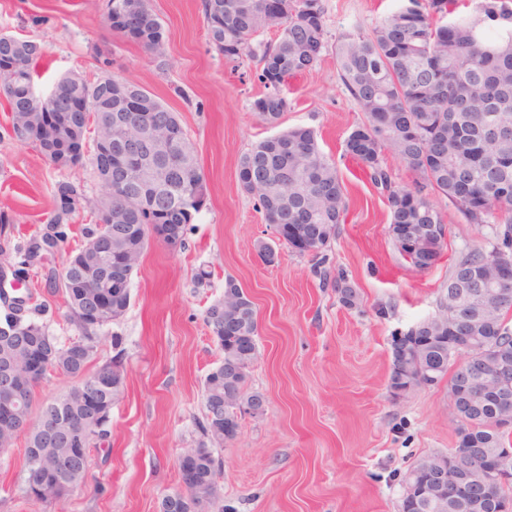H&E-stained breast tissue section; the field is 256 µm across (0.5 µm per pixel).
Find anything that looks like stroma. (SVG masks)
<instances>
[{
    "label": "stroma",
    "mask_w": 512,
    "mask_h": 512,
    "mask_svg": "<svg viewBox=\"0 0 512 512\" xmlns=\"http://www.w3.org/2000/svg\"><path fill=\"white\" fill-rule=\"evenodd\" d=\"M407 2L322 0L326 48L312 71L290 80L289 108L272 126L252 110L264 90L256 61L230 60L210 45L203 0H149L166 35V55L156 60L109 27L107 0H0V34L47 48L36 65L40 96L72 72L137 83L177 113L206 186V204L182 247L150 241L132 275L128 310L100 332L95 364L120 359L126 380L86 485L50 504L29 500L22 434L0 454V512H159L162 498L180 489L179 456L200 439L204 380L222 358L205 310L222 298L229 277L258 314V359L245 389L264 395L267 406L217 450L224 477L209 512H399L410 466L454 447L447 380L390 398V341L437 313L452 262L466 247L486 244L491 229L446 210L442 257L415 269L388 232L384 198L345 154L363 115L340 78L336 43L369 33ZM296 126L312 128L335 159L348 201L344 224L317 257L274 243L237 174L255 142ZM9 127L0 101V266L16 267V248L48 217L58 183L80 195L73 233L29 268L18 291L26 313L64 341L77 331L56 277L81 244L79 227L94 222L104 188L91 157L54 168L34 145L9 137ZM261 242L273 243L274 263L259 258ZM340 272L359 293L356 306L339 300L332 280Z\"/></svg>",
    "instance_id": "35a3bbf8"
}]
</instances>
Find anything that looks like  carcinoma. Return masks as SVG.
<instances>
[{
	"label": "carcinoma",
	"instance_id": "cac0c4a2",
	"mask_svg": "<svg viewBox=\"0 0 512 512\" xmlns=\"http://www.w3.org/2000/svg\"><path fill=\"white\" fill-rule=\"evenodd\" d=\"M461 0H409L378 22L367 35H347L336 43L340 77L363 114L350 134L346 151L366 171L372 185L386 200L391 221L389 233L404 259L418 270L438 261L446 245L445 215L433 197L445 200L468 224H485L492 238L483 247H469L455 259L448 282L464 271L474 287L492 278L490 257L512 251V0H474L466 13ZM109 25L139 43L157 58L164 55L165 37L148 0H107ZM204 20L209 43L224 57L257 61V78L263 94L252 108L261 120L275 125L288 110L282 86L288 79L313 70L326 46L321 0H204ZM274 33L275 38L257 42ZM45 54L42 44L0 34V96L11 112V133L40 149L58 168H69L58 152L57 134L45 127L43 114L66 112L67 120L82 141L94 124L92 151L100 157L95 172L112 196L97 203L96 221L81 228L86 240L100 223L165 224L180 237L205 201V184L197 152L176 113L149 92L126 80L104 76L94 82L72 74L61 78L45 98L35 91V64ZM112 114V126L104 118ZM151 131L159 141L173 144L181 161L167 190L159 191L136 172H124L101 161L109 145L147 142ZM398 157L415 174L414 187L395 182L385 164V153ZM243 190L254 196L265 220H283L288 232L281 243L291 246L290 231L308 237V246L319 255L336 235L347 210L345 188L336 163L318 147L308 127L286 129L256 142L238 163ZM65 191L75 194L74 205L58 203L36 238L17 247L23 260L17 272L24 275L28 260L36 259L43 246L56 248L71 231L70 215L80 204L77 190L58 183L54 198ZM150 236H133L122 252L108 262L116 275L132 277ZM343 305L358 299L357 289L344 274L334 284ZM68 319L78 333L84 325L75 306L90 302L94 288L80 281L61 285ZM253 302L232 278L224 284V297L205 312L207 327L215 319L232 315ZM454 296L440 297L438 313L411 327L407 334L449 336L454 325L448 314ZM483 309L495 321L490 335L500 343L512 341L508 326L512 301L500 306L477 295L459 316L468 318ZM4 321L30 332L31 341H49L60 358V372L88 379L93 354L80 362L67 357L68 345L48 334L46 326L21 314L6 313ZM18 383L27 387L25 414H32L35 391L41 378L28 376L24 347H15ZM455 352L435 345L420 351V361L430 381L448 374ZM450 375V374H448ZM451 374L448 389L456 387ZM204 391L224 393V364L206 376ZM61 412L78 426L86 452L104 436L110 413L86 418L84 408L68 392L61 397ZM498 407L484 401L463 413L458 431H469L472 441L485 448L512 447V436L494 430ZM199 447L193 490L169 510L171 497L161 503L162 512H203L216 498L215 475L223 476L215 450L224 447V436L208 420L198 422Z\"/></svg>",
	"mask_w": 512,
	"mask_h": 512
}]
</instances>
